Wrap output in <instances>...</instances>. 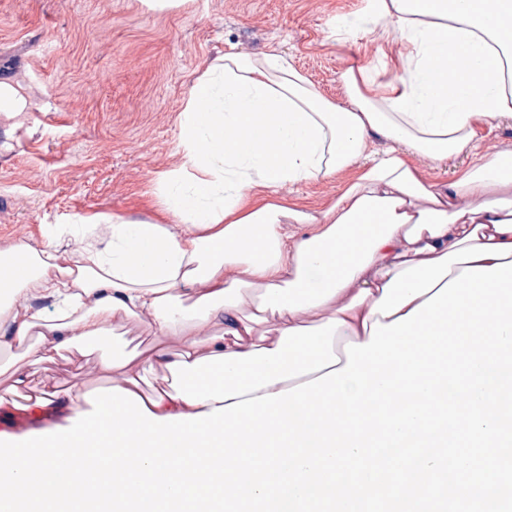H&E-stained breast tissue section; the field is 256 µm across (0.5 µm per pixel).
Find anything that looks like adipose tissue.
<instances>
[{"mask_svg": "<svg viewBox=\"0 0 512 512\" xmlns=\"http://www.w3.org/2000/svg\"><path fill=\"white\" fill-rule=\"evenodd\" d=\"M370 17L406 52L383 86L376 69L347 70L345 106L274 50L209 61L180 115L182 162L161 180L167 223L116 216L103 240L82 220L78 249L61 237L1 247L0 351L35 364L133 321L175 348L116 349L99 373L138 393L162 372L152 413H204L344 367L341 344L369 341L372 324L465 267L511 261L512 152L477 155L475 126L512 113V0H372ZM374 134L393 147L368 160ZM412 153L476 160L439 187ZM348 168L325 208L276 199Z\"/></svg>", "mask_w": 512, "mask_h": 512, "instance_id": "ef3b65f1", "label": "adipose tissue"}]
</instances>
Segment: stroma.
<instances>
[{
	"instance_id": "1",
	"label": "stroma",
	"mask_w": 512,
	"mask_h": 512,
	"mask_svg": "<svg viewBox=\"0 0 512 512\" xmlns=\"http://www.w3.org/2000/svg\"><path fill=\"white\" fill-rule=\"evenodd\" d=\"M368 9L366 0H0V79H19L37 102L20 127L0 120V245L47 241L82 217H160L158 181L181 162L183 103L218 54L279 48L341 104L349 68L374 63L389 82L405 44L367 22ZM354 176L346 169L279 194L321 209ZM72 384L88 413L112 380L73 350L34 369L33 389ZM70 415L23 390L0 404V436L56 432Z\"/></svg>"
}]
</instances>
